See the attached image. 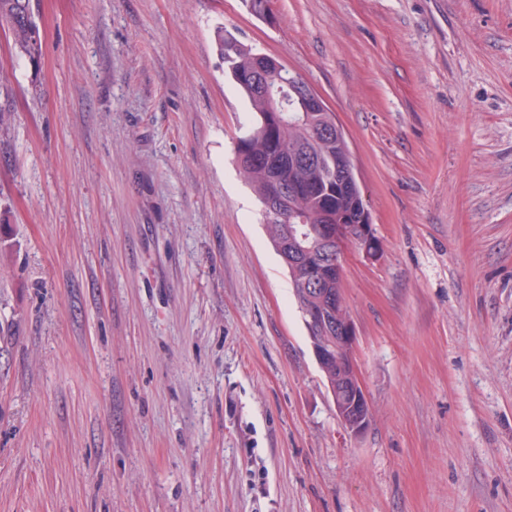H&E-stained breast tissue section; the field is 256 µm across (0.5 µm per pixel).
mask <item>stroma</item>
Here are the masks:
<instances>
[{"label":"stroma","mask_w":512,"mask_h":512,"mask_svg":"<svg viewBox=\"0 0 512 512\" xmlns=\"http://www.w3.org/2000/svg\"><path fill=\"white\" fill-rule=\"evenodd\" d=\"M0 34V512H512V0H35ZM224 26L335 112L378 241L336 414ZM31 1L0 0V30L12 51L35 64L41 55L42 41Z\"/></svg>","instance_id":"35a3bbf8"}]
</instances>
